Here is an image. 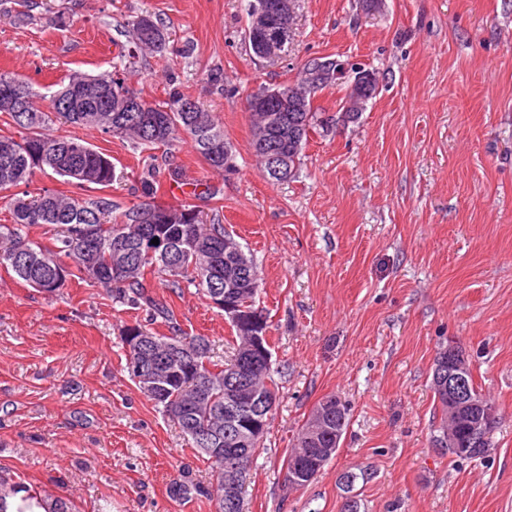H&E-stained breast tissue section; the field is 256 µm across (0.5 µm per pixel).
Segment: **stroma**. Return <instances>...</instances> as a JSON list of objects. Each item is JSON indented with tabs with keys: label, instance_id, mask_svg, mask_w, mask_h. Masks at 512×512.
<instances>
[{
	"label": "stroma",
	"instance_id": "1",
	"mask_svg": "<svg viewBox=\"0 0 512 512\" xmlns=\"http://www.w3.org/2000/svg\"><path fill=\"white\" fill-rule=\"evenodd\" d=\"M140 14L168 28L164 55L130 56L125 25ZM246 24L242 0H35L25 18L0 0V72L43 87L122 65L149 102L173 76L223 125L230 172L186 139L153 154L59 121L49 131L111 156L123 177L108 193L127 206L154 167L220 187L198 208L258 267L280 387L244 512H512V0H382L370 13L298 0L272 60L252 57ZM324 55L378 72L379 91L357 120L310 135L295 179L268 181L249 95ZM150 285L185 332L230 356V325L201 293ZM145 317L103 288L72 281L47 297L0 267V470L70 512H214L170 498L182 469L204 484L211 470L123 370L121 330ZM451 345L494 407L472 459L434 446L432 368ZM330 395L349 409L340 446L288 489L283 459Z\"/></svg>",
	"mask_w": 512,
	"mask_h": 512
}]
</instances>
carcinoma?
<instances>
[{
  "label": "carcinoma",
  "instance_id": "1",
  "mask_svg": "<svg viewBox=\"0 0 512 512\" xmlns=\"http://www.w3.org/2000/svg\"><path fill=\"white\" fill-rule=\"evenodd\" d=\"M135 50L151 54H163L169 43L164 26L150 15L135 16L127 21ZM320 68L318 59L305 61L292 82L278 85L286 102H267L261 109L251 107L253 127L252 149L259 164L260 173L275 182H285L295 177L302 159L303 149L310 133L329 129V119L319 116L313 105L317 93L336 83V78L326 77L318 81L312 78ZM106 91L108 100L139 98L126 82L124 70L115 66L113 70L93 76ZM7 82H18L27 91V100L22 111L13 112L0 107V113L8 116V125L17 134H0V202L8 207L12 223L0 224V266L13 271L20 279L39 292L52 296L77 278L91 286L104 288L113 300L133 308L145 309L151 320L164 324L169 334H160L135 321L124 326L120 341L125 351V370L132 380L138 374L130 366L139 365L146 374L160 372L156 356L151 350L135 351L127 347V341L136 336L152 335L160 340L179 345L188 352L189 371L176 383L159 389H146L144 394L161 409L164 415L175 421L199 456L210 463L212 482L203 486L181 474L169 486V496L177 501H190L203 497L214 503L219 512H243L239 508L231 511L221 506L215 496L216 489L224 480L222 462L226 460L224 434V399L228 386L225 373L232 370L244 357V345L249 330L245 324L256 314L267 317L257 302L260 275L250 256L239 266L234 257L224 251V236L228 232L222 224H206L200 211L193 204L165 206L151 202L159 188L156 171L151 169L141 176L137 191L147 201L124 207L108 195L83 198L43 189L37 194L24 190L35 171L51 172L65 179L77 189L92 185L103 190L117 180L112 161L96 150L89 142L71 135L47 133L53 118L85 129H93L104 135H117L134 148L142 151L167 148L185 137L193 148L215 171L230 169L233 146L224 139V127L212 113L203 107L195 112L182 111L183 103L189 99L174 84H168L167 99L150 103L141 100L146 109L96 111L92 103H80L75 111L65 106L54 86L37 88L28 80L10 73H0V86ZM374 95L357 88L345 99L348 111L342 113L346 120H354L366 109ZM167 111V120L153 123L155 110ZM279 152L288 158L286 173L282 177L265 173V149ZM221 190L206 180L195 184L194 198L212 201ZM33 225L52 227L49 243L33 241L28 228ZM191 228L196 261L186 259L180 271L173 273L168 264L153 263L147 257L132 252L129 263L123 270L112 269V252L120 245L133 246L146 229L160 234H170L177 228ZM209 273L217 286L230 281L236 289L235 300L239 306L243 324L230 323L236 346L230 360L214 359L208 337L190 335L183 331L169 306L158 301L148 291V278L153 276L176 293L190 286L211 297V289L197 282L198 270ZM257 391L275 401L280 388L273 378L272 369L259 371L247 379L245 393ZM441 410V434L452 428L461 439L468 442L462 448H450L448 452L459 458L471 459L480 456L487 442L480 435H470L468 425L460 420L448 426V403L435 396ZM349 423L348 409L341 406L332 412V433L342 437ZM307 426H302L294 449L285 456L283 466L288 468L301 458L308 449ZM26 495L16 505L7 498L21 491ZM47 504V497L25 490V485L8 474H0V512H35V508Z\"/></svg>",
  "mask_w": 512,
  "mask_h": 512
}]
</instances>
